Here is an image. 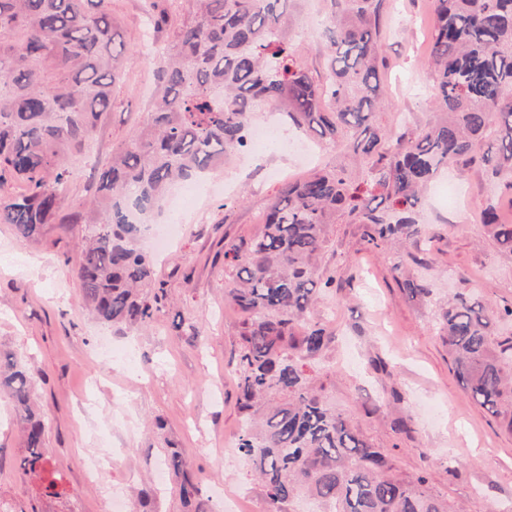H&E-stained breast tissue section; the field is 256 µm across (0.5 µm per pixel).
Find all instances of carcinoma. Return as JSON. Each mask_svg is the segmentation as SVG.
Here are the masks:
<instances>
[{
    "mask_svg": "<svg viewBox=\"0 0 512 512\" xmlns=\"http://www.w3.org/2000/svg\"><path fill=\"white\" fill-rule=\"evenodd\" d=\"M112 0H0V174L26 182V193L0 197V224L25 239L63 223L69 160L80 154L112 87L124 43L116 42ZM166 54L154 61L161 93L145 126L112 150L94 175L93 198L72 213L84 225L76 259L83 297L105 324L141 329L158 299L139 293L154 266L140 246L136 210L160 211L174 182L224 164L247 145L253 117L282 109L299 130L349 148L370 177L317 171L283 184L267 206L263 230L225 246L233 272L227 300L244 315L237 364L241 409L265 408L241 430L237 448L261 479L268 512L296 500L312 512H451L422 477L405 479L378 448L316 391L304 370L328 343L311 321L319 287L315 259L327 225L359 217L369 241L403 247L421 234L414 211L444 166L480 159L512 189V0H432L433 104L441 116L419 134L373 123L386 101L380 27L388 0H327L324 37L330 72L321 78L290 36L296 0H189ZM484 225L512 253V222L497 207ZM512 318L463 288L439 318L454 371L469 397L512 433V335L494 324ZM33 377L16 359L0 369L25 453L19 469L60 495L45 448L46 421L30 403ZM183 506L199 495L185 479Z\"/></svg>",
    "mask_w": 512,
    "mask_h": 512,
    "instance_id": "carcinoma-1",
    "label": "carcinoma"
}]
</instances>
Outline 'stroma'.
<instances>
[{
  "mask_svg": "<svg viewBox=\"0 0 512 512\" xmlns=\"http://www.w3.org/2000/svg\"><path fill=\"white\" fill-rule=\"evenodd\" d=\"M382 24L386 63V128L415 134L435 118L430 105L427 40L430 0H389ZM159 20L166 43L178 14L171 0H112V16L130 55L101 114L87 151L71 164L63 211L83 208L93 168L146 121L159 85L139 54L146 13ZM292 36L307 64L325 71L323 0H296ZM311 162L271 144L247 165L227 162L204 174L209 194L183 197L182 233L156 259L163 299L150 325L135 331L97 322L87 308L75 259L79 224H54L37 239L0 224V353L29 369L32 400L48 429L45 446L65 493L39 494L19 470L24 453L12 399L0 394V504L8 512H107L106 488L122 492L126 512H184L176 479L164 462L179 453L184 475L200 489L202 512H266L261 482L236 445L243 414L233 369L242 346L243 317L225 299L230 282L224 247L258 234L260 215L288 180L318 169L358 173L350 152L309 137ZM452 173L454 202L425 192L418 219L434 239L405 249L368 244L357 220L328 225L319 269L334 273L313 319L330 335L310 359L313 385L363 439L381 449L406 479L425 477L429 491L454 512H512V434L463 391L436 327L439 306L470 288L494 306L512 305V253L484 230L481 210L494 203L512 222V190L492 181L481 162ZM428 284L411 299L400 283ZM106 467L102 477L89 458Z\"/></svg>",
  "mask_w": 512,
  "mask_h": 512,
  "instance_id": "1",
  "label": "stroma"
}]
</instances>
